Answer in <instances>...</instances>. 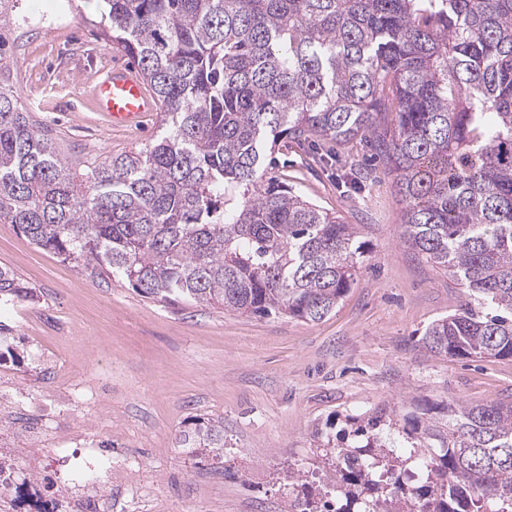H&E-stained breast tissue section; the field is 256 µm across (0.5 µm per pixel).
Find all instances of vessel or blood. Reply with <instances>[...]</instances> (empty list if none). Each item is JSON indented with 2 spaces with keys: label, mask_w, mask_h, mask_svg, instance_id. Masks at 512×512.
<instances>
[{
  "label": "vessel or blood",
  "mask_w": 512,
  "mask_h": 512,
  "mask_svg": "<svg viewBox=\"0 0 512 512\" xmlns=\"http://www.w3.org/2000/svg\"><path fill=\"white\" fill-rule=\"evenodd\" d=\"M92 101L96 111L115 129L133 126L155 109L143 81L122 68H113L95 77Z\"/></svg>",
  "instance_id": "vessel-or-blood-1"
}]
</instances>
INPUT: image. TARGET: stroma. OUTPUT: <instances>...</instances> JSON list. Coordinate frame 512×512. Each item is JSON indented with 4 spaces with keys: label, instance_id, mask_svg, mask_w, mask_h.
<instances>
[{
    "label": "stroma",
    "instance_id": "1",
    "mask_svg": "<svg viewBox=\"0 0 512 512\" xmlns=\"http://www.w3.org/2000/svg\"><path fill=\"white\" fill-rule=\"evenodd\" d=\"M18 0L0 29L13 60L5 74L39 129L84 169L144 148L161 130L156 111L114 130L95 111L93 77L133 61L103 39L93 0H50L46 24ZM365 140H281L268 167L307 200L358 225L365 257L336 309L318 322L239 316L204 305L174 308L119 277L37 247L0 223V266L34 301L0 305L17 346L0 373L40 394L56 445L79 451L73 412L112 450L111 488L87 487L112 512H285L289 499L335 490L323 439L354 444L352 430L384 408L403 415L424 400L512 403V358H459L421 337L466 300L458 281L408 247L395 176ZM224 425V455L178 448L191 419Z\"/></svg>",
    "mask_w": 512,
    "mask_h": 512
}]
</instances>
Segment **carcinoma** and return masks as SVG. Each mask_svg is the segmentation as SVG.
<instances>
[{"mask_svg":"<svg viewBox=\"0 0 512 512\" xmlns=\"http://www.w3.org/2000/svg\"><path fill=\"white\" fill-rule=\"evenodd\" d=\"M102 34L163 109L146 148L79 172L0 82V223L144 297L317 322L354 283L360 232L266 177L282 136L371 141L406 243L468 300L422 342L512 357V0H101ZM33 289L0 266V301ZM406 458L335 448L342 503L300 512H512V404L416 406ZM437 415H431L432 411ZM224 454V425L180 431ZM427 457L419 475L414 453Z\"/></svg>","mask_w":512,"mask_h":512,"instance_id":"cac0c4a2","label":"carcinoma"}]
</instances>
